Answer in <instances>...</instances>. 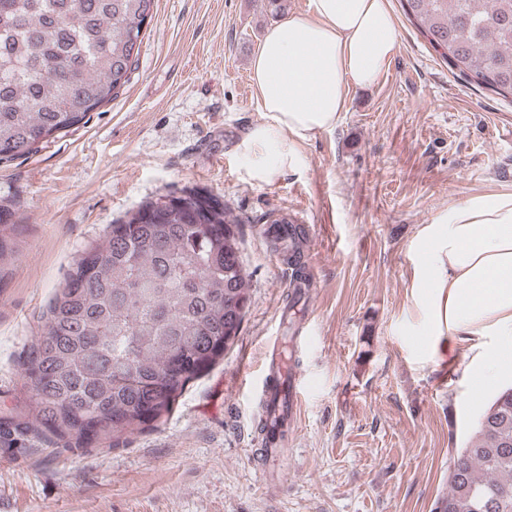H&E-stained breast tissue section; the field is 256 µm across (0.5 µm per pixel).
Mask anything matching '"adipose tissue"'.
<instances>
[{
    "label": "adipose tissue",
    "mask_w": 512,
    "mask_h": 512,
    "mask_svg": "<svg viewBox=\"0 0 512 512\" xmlns=\"http://www.w3.org/2000/svg\"><path fill=\"white\" fill-rule=\"evenodd\" d=\"M399 46L390 0H309L267 29L251 59L262 119L238 143L243 178L271 182L299 146L336 128L349 87L377 82ZM412 285L431 291V330L465 336L481 377L512 369V192L467 196L427 225Z\"/></svg>",
    "instance_id": "ef3b65f1"
}]
</instances>
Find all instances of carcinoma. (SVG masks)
Returning a JSON list of instances; mask_svg holds the SVG:
<instances>
[{"mask_svg": "<svg viewBox=\"0 0 512 512\" xmlns=\"http://www.w3.org/2000/svg\"><path fill=\"white\" fill-rule=\"evenodd\" d=\"M152 0H0V162L33 154L119 93ZM456 76L512 98V0H401ZM238 220L197 193L150 202L84 251L23 353L32 395L0 437L65 448L154 427L238 337L249 301ZM22 225L0 206V274ZM442 512H512V388L448 470Z\"/></svg>", "mask_w": 512, "mask_h": 512, "instance_id": "carcinoma-1", "label": "carcinoma"}]
</instances>
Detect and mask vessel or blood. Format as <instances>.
I'll list each match as a JSON object with an SVG mask.
<instances>
[{
	"mask_svg": "<svg viewBox=\"0 0 512 512\" xmlns=\"http://www.w3.org/2000/svg\"><path fill=\"white\" fill-rule=\"evenodd\" d=\"M294 364L284 351L265 352L262 376L255 391L265 407V430L257 456L258 466L266 486L281 487L285 477L281 472L283 455L288 445V431L295 425L300 399L296 390Z\"/></svg>",
	"mask_w": 512,
	"mask_h": 512,
	"instance_id": "obj_1",
	"label": "vessel or blood"
}]
</instances>
